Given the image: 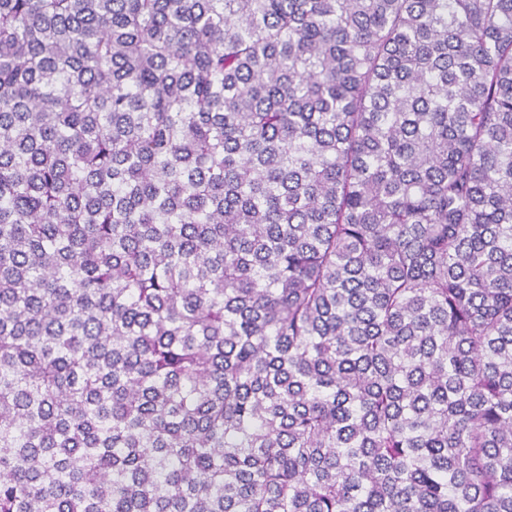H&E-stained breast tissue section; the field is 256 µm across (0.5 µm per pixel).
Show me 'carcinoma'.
Here are the masks:
<instances>
[{"label": "carcinoma", "mask_w": 512, "mask_h": 512, "mask_svg": "<svg viewBox=\"0 0 512 512\" xmlns=\"http://www.w3.org/2000/svg\"><path fill=\"white\" fill-rule=\"evenodd\" d=\"M0 512H512V0H0Z\"/></svg>", "instance_id": "obj_1"}]
</instances>
